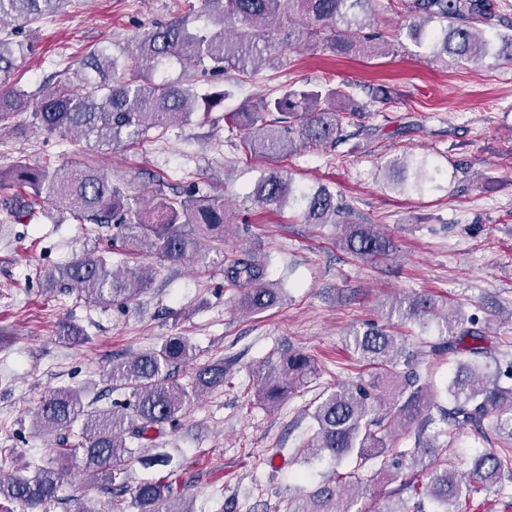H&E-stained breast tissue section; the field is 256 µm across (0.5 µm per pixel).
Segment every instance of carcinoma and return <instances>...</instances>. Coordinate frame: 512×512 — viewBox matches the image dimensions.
Returning a JSON list of instances; mask_svg holds the SVG:
<instances>
[{
  "label": "carcinoma",
  "mask_w": 512,
  "mask_h": 512,
  "mask_svg": "<svg viewBox=\"0 0 512 512\" xmlns=\"http://www.w3.org/2000/svg\"><path fill=\"white\" fill-rule=\"evenodd\" d=\"M390 2L412 19L410 36L439 55L470 63L489 57L512 59V37L483 30L498 17L495 0ZM380 4L381 0H205L206 7L219 14L223 28L192 30L177 17L127 38L125 65L118 64L110 47H97L78 61L66 62L53 75L54 82L34 89L16 78L24 44L14 40L18 32L13 31L0 37V129L16 114L28 112L41 131L62 137L73 133L78 142L112 148L189 122L201 103L204 119L213 125L224 123L252 155L333 144L341 137L344 122L363 111L349 91L327 84H288L273 96L226 112L228 92L201 94L196 81L232 72L254 77L275 60L274 54L290 53L305 43L340 55L374 52L382 38L374 30ZM70 5L71 0H0V23L9 18L30 25L63 14ZM168 58L179 62L182 78L155 79L151 70ZM389 170L396 186L407 191L433 187L439 175L425 159L397 158ZM0 187L18 189L14 203L5 207V220L11 224H30L55 208L70 213L78 224L112 225V240L163 264H202L210 251H224V239L235 228L224 202L198 190L174 189L168 194L160 187L147 204L143 195L90 165L54 168L19 162L0 169ZM253 198L262 207L289 199L301 207L304 223L339 226L343 248L357 257L394 251L391 239L377 225L356 223L354 208L326 187L297 189L292 177L273 170L259 179ZM154 273L147 264L128 276L112 268L104 254L94 252L51 270L35 269V276L75 290L79 299L102 307L134 300L151 284ZM224 287L238 292L237 308L247 315L267 311L280 298L265 265L246 254L225 260ZM389 314L424 327L436 320L439 342L425 343L427 352L411 351L388 326L369 324L353 333V351L367 372L318 396L312 412L316 429L304 448L307 460L330 458L339 464L354 458L356 465L323 480L292 512H348L360 489L393 468L403 469L387 455V439L395 426L429 424L434 409L457 430L468 428L484 436L486 428H492L499 446L485 450L466 475L448 458L423 464V456L433 455V448L400 452L413 471L403 488L415 487L414 471L419 468L428 473V482L415 491L413 502L378 512H466L463 506L473 494L489 489L502 494L512 483V388L503 385L512 380V353L489 343L476 318L453 312L440 315L425 295L399 301L390 306ZM58 336L75 343L84 338L85 330L64 323ZM428 353L457 360L445 387L446 407L421 382L419 366ZM192 358L189 340L172 336L112 365L110 389L123 396L118 410H88L81 391L75 389L55 390L45 397L32 417L35 430L62 436L79 422V441L72 448L48 449L51 461L35 466L30 475L16 472L0 478V512H9L7 504L37 508L55 500L75 469L123 486L121 463L131 447L153 446L186 414L190 396L224 385L222 363L197 368L188 387L177 383L175 370ZM313 372L310 357L289 354L264 377V400L280 403ZM132 498L137 512H193L176 506L172 485L161 480L138 482Z\"/></svg>",
  "instance_id": "cac0c4a2"
}]
</instances>
